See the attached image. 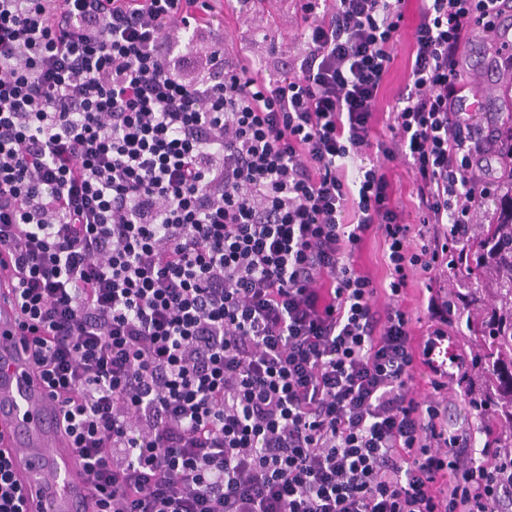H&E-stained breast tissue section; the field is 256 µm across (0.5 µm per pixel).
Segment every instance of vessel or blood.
Here are the masks:
<instances>
[{
    "mask_svg": "<svg viewBox=\"0 0 512 512\" xmlns=\"http://www.w3.org/2000/svg\"><path fill=\"white\" fill-rule=\"evenodd\" d=\"M58 402L21 343L11 294L0 295V450L28 491L27 512H90L83 462L55 428Z\"/></svg>",
    "mask_w": 512,
    "mask_h": 512,
    "instance_id": "vessel-or-blood-1",
    "label": "vessel or blood"
}]
</instances>
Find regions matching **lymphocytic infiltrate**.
<instances>
[{
  "label": "lymphocytic infiltrate",
  "mask_w": 512,
  "mask_h": 512,
  "mask_svg": "<svg viewBox=\"0 0 512 512\" xmlns=\"http://www.w3.org/2000/svg\"><path fill=\"white\" fill-rule=\"evenodd\" d=\"M297 2L304 49L270 76L225 51L224 0H0V284L29 360L94 512H512V436L465 355L431 357L463 314L450 258L512 212V119L460 75L506 0H420L387 141L406 0ZM411 16L403 23L398 41L393 51V61L386 77L379 104V116L384 118V112H390L397 105L399 93L404 85L412 49ZM392 174L398 193L405 201L407 210L412 213L413 222L418 223L417 213L415 212L413 206V200H415L413 199L415 190L408 175L406 174L405 168L402 166H397L393 169ZM385 259V247L381 239L369 241L357 258L361 266L372 272L377 288H387L389 283V270Z\"/></svg>",
  "instance_id": "1"
}]
</instances>
